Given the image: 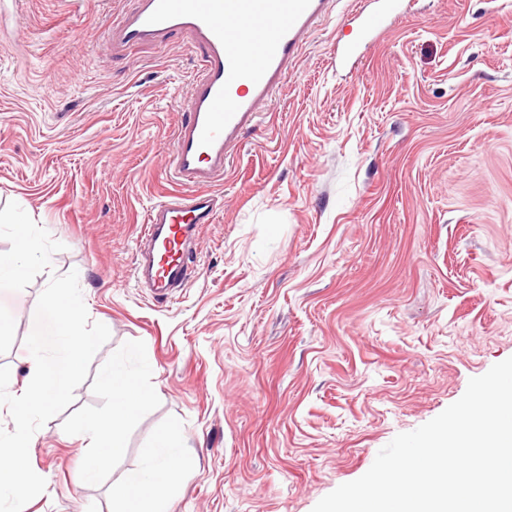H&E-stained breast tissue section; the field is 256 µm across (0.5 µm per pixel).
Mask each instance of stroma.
Returning a JSON list of instances; mask_svg holds the SVG:
<instances>
[{
  "label": "stroma",
  "mask_w": 512,
  "mask_h": 512,
  "mask_svg": "<svg viewBox=\"0 0 512 512\" xmlns=\"http://www.w3.org/2000/svg\"><path fill=\"white\" fill-rule=\"evenodd\" d=\"M360 0H340L247 129L171 299L134 277L145 211L175 183L167 140L199 64L190 40L104 43L133 0H19L0 35V251L42 254L0 284V366L51 276L77 271L110 339L73 404L31 439L23 512H113L124 474L177 428L194 464L169 512H312L397 434L512 357V0H414L336 71ZM151 393L94 481L76 424L112 413L102 372ZM19 223L16 232L17 249L10 254L0 253V282L17 281L23 276L25 271L24 254L33 248L31 225Z\"/></svg>",
  "instance_id": "35a3bbf8"
}]
</instances>
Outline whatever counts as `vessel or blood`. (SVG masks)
Returning a JSON list of instances; mask_svg holds the SVG:
<instances>
[{"instance_id": "vessel-or-blood-1", "label": "vessel or blood", "mask_w": 512, "mask_h": 512, "mask_svg": "<svg viewBox=\"0 0 512 512\" xmlns=\"http://www.w3.org/2000/svg\"><path fill=\"white\" fill-rule=\"evenodd\" d=\"M331 0H136L110 33V45L192 36L200 68L191 81L185 116L165 161L178 188L147 211L136 267L158 298L172 297L191 278L188 262L200 225L215 223L213 183L223 179L241 133L272 98ZM411 0H366L355 36L337 44L336 64L354 65L362 47L407 13Z\"/></svg>"}]
</instances>
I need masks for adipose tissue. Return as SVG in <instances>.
<instances>
[{
	"label": "adipose tissue",
	"mask_w": 512,
	"mask_h": 512,
	"mask_svg": "<svg viewBox=\"0 0 512 512\" xmlns=\"http://www.w3.org/2000/svg\"><path fill=\"white\" fill-rule=\"evenodd\" d=\"M105 380L112 389L111 421L90 418L82 425L95 456L91 468L82 473L87 481L95 479L123 450L116 422L132 419L149 398L138 376L122 365H113L106 372ZM191 464V459L181 449L176 432L158 435L146 466L124 480L116 512H168L162 491L172 487Z\"/></svg>",
	"instance_id": "ef3b65f1"
}]
</instances>
